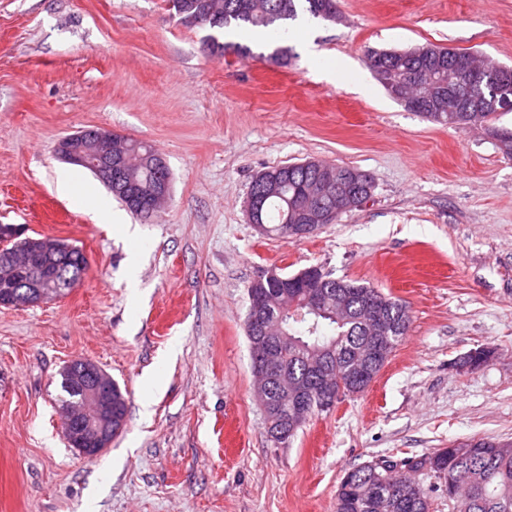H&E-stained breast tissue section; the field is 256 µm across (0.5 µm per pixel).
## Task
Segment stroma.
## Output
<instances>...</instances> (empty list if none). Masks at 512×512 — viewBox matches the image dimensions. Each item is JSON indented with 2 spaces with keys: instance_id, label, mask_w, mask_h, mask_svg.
<instances>
[{
  "instance_id": "obj_1",
  "label": "stroma",
  "mask_w": 512,
  "mask_h": 512,
  "mask_svg": "<svg viewBox=\"0 0 512 512\" xmlns=\"http://www.w3.org/2000/svg\"><path fill=\"white\" fill-rule=\"evenodd\" d=\"M336 5L339 23L302 12L280 41L224 33L220 56L170 0H0V224L88 258L62 299L0 306V512H335L352 467L512 439V159L483 128L411 112L365 62L430 44L512 67V0ZM89 127L164 157L163 212L127 213L58 157ZM307 160L369 173L371 197L308 238L261 235L253 178ZM312 265L403 300L411 323L365 392L275 446L253 394L247 290L268 268ZM481 347L487 363L461 366ZM76 357L127 397L124 430L91 460L60 429L58 372Z\"/></svg>"
}]
</instances>
